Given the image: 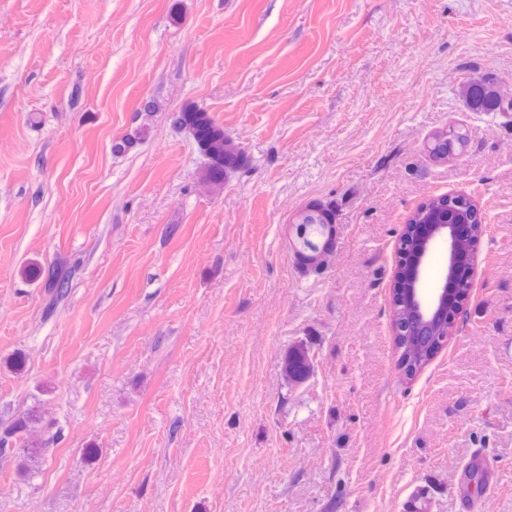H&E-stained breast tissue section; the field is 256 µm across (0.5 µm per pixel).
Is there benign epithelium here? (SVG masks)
I'll return each instance as SVG.
<instances>
[{
    "label": "benign epithelium",
    "mask_w": 512,
    "mask_h": 512,
    "mask_svg": "<svg viewBox=\"0 0 512 512\" xmlns=\"http://www.w3.org/2000/svg\"><path fill=\"white\" fill-rule=\"evenodd\" d=\"M462 197L448 198V206L437 214L433 223L407 226L408 236L400 238V263L392 288L395 336L404 372L412 375L423 361L424 350L439 334H448L457 312L448 301V281L460 277L467 269L462 249L473 245L487 231L477 208ZM443 238L448 244V272L437 295L426 299L421 293L423 267L431 241Z\"/></svg>",
    "instance_id": "benign-epithelium-1"
}]
</instances>
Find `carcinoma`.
<instances>
[{
    "instance_id": "obj_1",
    "label": "carcinoma",
    "mask_w": 512,
    "mask_h": 512,
    "mask_svg": "<svg viewBox=\"0 0 512 512\" xmlns=\"http://www.w3.org/2000/svg\"><path fill=\"white\" fill-rule=\"evenodd\" d=\"M174 124L186 130L198 143L202 153L207 157L208 163L203 176L204 183L212 190L224 187L226 177L238 171L249 169V159L245 150L235 144L204 112L186 110L174 117ZM326 235V224L321 222L319 216L311 213L308 222L297 224L293 229V237L298 239L299 249L307 250L312 243H320ZM28 277L32 280L46 279L48 288L54 294L55 300H61L68 295L70 275L64 272H46L40 266H30L26 269ZM284 370L288 379L296 382H305L310 374V361L308 353L301 348L288 350L284 361ZM38 422V418L30 413L19 415L0 435V449L6 455L24 452L28 466V475L33 476L39 472L41 466V449L28 447V435Z\"/></svg>"
}]
</instances>
